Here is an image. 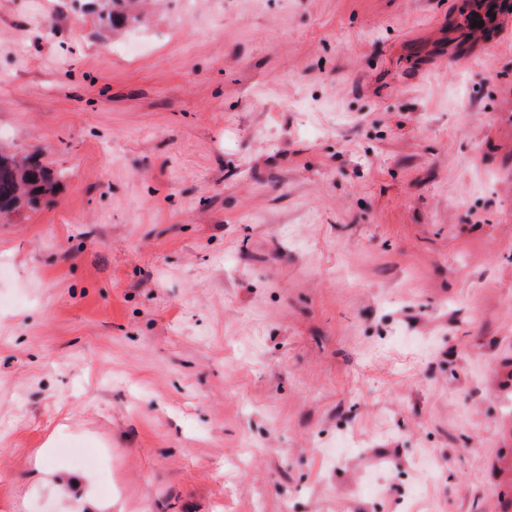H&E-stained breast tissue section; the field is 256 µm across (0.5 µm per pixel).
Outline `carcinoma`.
<instances>
[{"label": "carcinoma", "instance_id": "1", "mask_svg": "<svg viewBox=\"0 0 512 512\" xmlns=\"http://www.w3.org/2000/svg\"><path fill=\"white\" fill-rule=\"evenodd\" d=\"M135 0H106L103 19L116 28L127 21ZM51 171L34 155L0 152V220L53 193Z\"/></svg>", "mask_w": 512, "mask_h": 512}]
</instances>
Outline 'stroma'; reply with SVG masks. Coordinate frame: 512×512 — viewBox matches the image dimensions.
<instances>
[{
  "instance_id": "obj_1",
  "label": "stroma",
  "mask_w": 512,
  "mask_h": 512,
  "mask_svg": "<svg viewBox=\"0 0 512 512\" xmlns=\"http://www.w3.org/2000/svg\"><path fill=\"white\" fill-rule=\"evenodd\" d=\"M0 0V512H492L512 5ZM103 19L112 25V28L119 27L118 24L125 23L129 17L130 7L135 4L133 0H108L105 1ZM123 23V24H124ZM55 180L51 171L34 155L18 156L0 150V220L24 206L51 195Z\"/></svg>"
}]
</instances>
